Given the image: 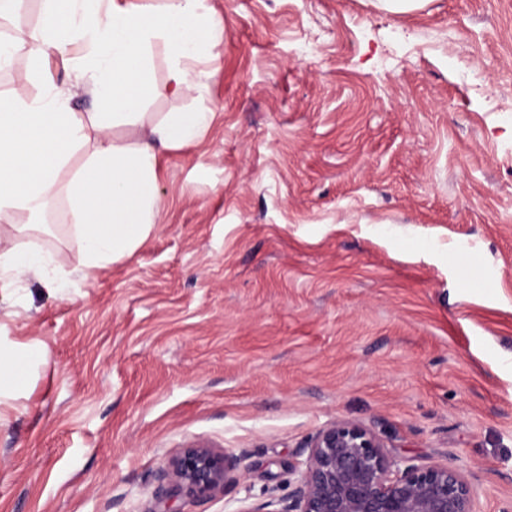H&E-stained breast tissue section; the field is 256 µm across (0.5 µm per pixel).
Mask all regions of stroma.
<instances>
[{"instance_id": "1", "label": "stroma", "mask_w": 512, "mask_h": 512, "mask_svg": "<svg viewBox=\"0 0 512 512\" xmlns=\"http://www.w3.org/2000/svg\"><path fill=\"white\" fill-rule=\"evenodd\" d=\"M221 23L148 239L0 306L34 349L0 403V512H240L342 418L512 512V0H204ZM37 238L81 265L66 207ZM241 458L204 498L161 475ZM162 478L186 496L195 498L207 496L228 482L240 483L247 476L241 471L236 455L191 444L171 461Z\"/></svg>"}]
</instances>
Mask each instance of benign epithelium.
I'll return each mask as SVG.
<instances>
[{"label": "benign epithelium", "mask_w": 512, "mask_h": 512, "mask_svg": "<svg viewBox=\"0 0 512 512\" xmlns=\"http://www.w3.org/2000/svg\"><path fill=\"white\" fill-rule=\"evenodd\" d=\"M293 467L298 483L288 499H270L243 512H476L471 484L456 469L422 466L384 450L361 423L337 419L317 432ZM162 478L188 497H204L246 479L232 453L191 444Z\"/></svg>", "instance_id": "obj_1"}]
</instances>
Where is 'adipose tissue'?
<instances>
[{"instance_id": "ef3b65f1", "label": "adipose tissue", "mask_w": 512, "mask_h": 512, "mask_svg": "<svg viewBox=\"0 0 512 512\" xmlns=\"http://www.w3.org/2000/svg\"><path fill=\"white\" fill-rule=\"evenodd\" d=\"M202 0H167L148 13L119 0H42L40 27L0 41V70L28 58L43 85L42 96L13 89L0 94V300L33 278L47 288L66 287L64 253L21 243L31 221L59 197L69 206L70 229L79 238L84 273H92L137 249L157 225L163 151L194 145L212 119L208 112H176L145 123L140 111L151 97L184 96L198 87L192 68L218 26L201 12ZM161 41L171 65L163 83L150 79L153 41ZM82 44L72 63L87 81L95 112H70L54 82L52 63L67 46ZM133 127L130 142L114 128ZM86 162L72 167L79 147Z\"/></svg>"}]
</instances>
